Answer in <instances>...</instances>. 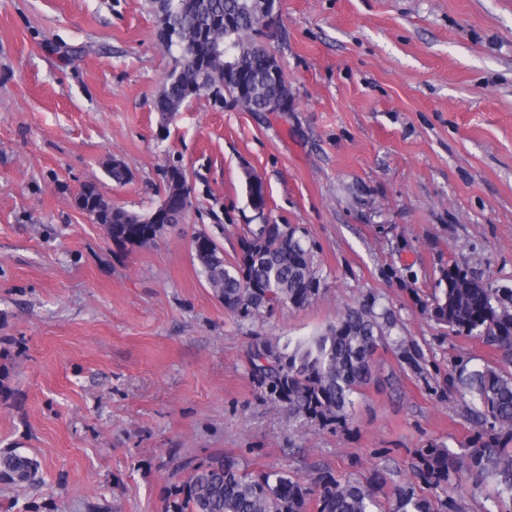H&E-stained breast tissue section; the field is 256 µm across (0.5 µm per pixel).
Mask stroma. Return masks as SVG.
<instances>
[{
  "instance_id": "obj_1",
  "label": "stroma",
  "mask_w": 512,
  "mask_h": 512,
  "mask_svg": "<svg viewBox=\"0 0 512 512\" xmlns=\"http://www.w3.org/2000/svg\"><path fill=\"white\" fill-rule=\"evenodd\" d=\"M271 48L290 112L206 94L161 130L172 67L148 0H0V512H173L210 457L249 470L376 479L386 506L414 484L442 512H512L466 472L423 482L421 452H462L499 431L477 420L458 365L504 366L430 315L453 262L512 287V0H281ZM130 171L119 185L105 168ZM193 188L187 223L116 246L76 197L95 184L145 213L162 171ZM303 228L320 292L256 316L225 310L192 250L233 259L261 216ZM391 324L373 381L342 422L267 402L255 337L308 335L345 308ZM5 468L12 474L14 480L19 483H27L34 479L38 468L32 471L30 458L14 455L4 461Z\"/></svg>"
}]
</instances>
